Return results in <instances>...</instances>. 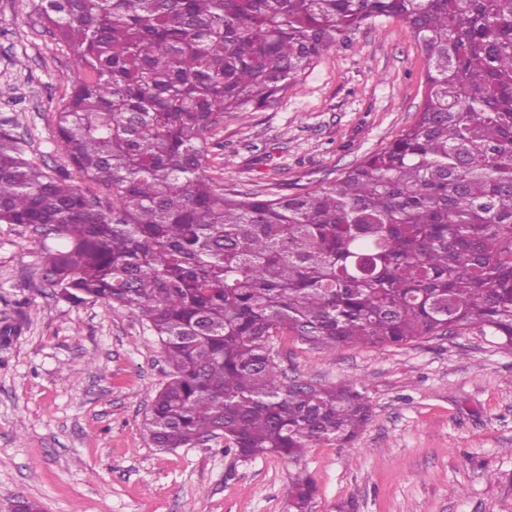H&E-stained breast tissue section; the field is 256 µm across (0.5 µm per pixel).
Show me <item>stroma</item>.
Segmentation results:
<instances>
[{"label":"stroma","instance_id":"obj_1","mask_svg":"<svg viewBox=\"0 0 512 512\" xmlns=\"http://www.w3.org/2000/svg\"><path fill=\"white\" fill-rule=\"evenodd\" d=\"M426 58L410 26L377 18L324 52L272 106L224 115L207 175L247 194L338 178L413 124ZM75 84L66 46L32 0H0V131L53 171L70 170L55 116ZM32 228L0 224V512H293L291 476L316 486L308 512H512V350L472 331L334 353L284 335L276 361L320 386L359 381L373 403L353 441L299 463L243 458L224 438L158 448L143 417L167 379L146 322L41 286Z\"/></svg>","mask_w":512,"mask_h":512}]
</instances>
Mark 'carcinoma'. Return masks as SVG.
<instances>
[{"instance_id": "1", "label": "carcinoma", "mask_w": 512, "mask_h": 512, "mask_svg": "<svg viewBox=\"0 0 512 512\" xmlns=\"http://www.w3.org/2000/svg\"><path fill=\"white\" fill-rule=\"evenodd\" d=\"M32 2L80 75L56 115L78 182L0 132V223L61 241L43 288L150 324L170 366L143 422L158 447L221 426L244 457L295 462L354 440L370 398L283 377L276 336L330 353L475 329L512 349V0ZM381 17L426 56L412 125L305 192L204 173L224 113L277 102ZM315 493L294 474V512Z\"/></svg>"}]
</instances>
